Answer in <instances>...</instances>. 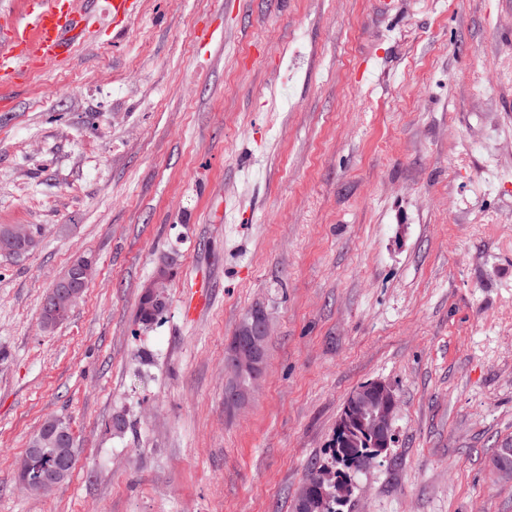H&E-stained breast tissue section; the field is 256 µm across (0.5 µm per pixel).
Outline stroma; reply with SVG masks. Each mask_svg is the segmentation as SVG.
<instances>
[{"label": "stroma", "instance_id": "1", "mask_svg": "<svg viewBox=\"0 0 512 512\" xmlns=\"http://www.w3.org/2000/svg\"><path fill=\"white\" fill-rule=\"evenodd\" d=\"M378 2L139 0L8 90L0 226L40 236L0 253V512H293L374 380L393 447L343 512H512V0ZM82 256V300L43 329ZM258 306L264 373L229 414L225 349ZM52 416L77 460L33 495L17 463ZM175 264L176 261L174 257L170 255H164L159 260L156 269L172 270V280L175 275ZM171 280L169 279V275L166 271H155L153 277L146 284V288L143 291L146 298L158 306H156L154 311L149 312L145 306L144 295L142 291L136 312V321L138 324L147 327L150 325L158 324L165 319L167 313V301H165L163 306H160L159 304L165 298L166 288L169 284V281ZM93 270V260L82 258L76 262L69 276L56 282L49 293L41 319L45 328H52L58 323L65 303L73 304L80 299L83 288L92 277Z\"/></svg>", "mask_w": 512, "mask_h": 512}]
</instances>
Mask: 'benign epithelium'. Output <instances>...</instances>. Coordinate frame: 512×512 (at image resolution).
I'll return each instance as SVG.
<instances>
[{"instance_id":"7a95c632","label":"benign epithelium","mask_w":512,"mask_h":512,"mask_svg":"<svg viewBox=\"0 0 512 512\" xmlns=\"http://www.w3.org/2000/svg\"><path fill=\"white\" fill-rule=\"evenodd\" d=\"M93 270V260L82 258L76 262L69 276L56 282L45 303L42 316L44 327H54L63 314V305L73 304L80 299ZM168 284V273L157 271L146 284L144 295L150 302L158 305L166 296ZM268 336V316L263 308L256 307L227 344L224 359L228 375L224 386L226 410H235L252 395L256 382L264 371ZM397 404L396 395L388 385L381 381H371L358 386L349 395L345 409L374 440L388 443L392 438V422ZM49 434L54 436V444L57 446V461L52 469L43 470L39 466L42 449L38 447L28 449L18 463L19 483L32 494H44L60 486L66 481L74 465L75 453L71 447L65 445L66 433L43 426L40 435ZM317 491L344 502L351 496L353 484L335 479L333 469L325 466L316 473L315 483L301 486L297 494L299 508L304 512H312Z\"/></svg>"}]
</instances>
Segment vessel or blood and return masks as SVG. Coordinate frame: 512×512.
I'll use <instances>...</instances> for the list:
<instances>
[{"label":"vessel or blood","instance_id":"vessel-or-blood-1","mask_svg":"<svg viewBox=\"0 0 512 512\" xmlns=\"http://www.w3.org/2000/svg\"><path fill=\"white\" fill-rule=\"evenodd\" d=\"M90 0H25L12 26L0 36V88L27 79L47 64L64 59L82 39L84 7ZM114 29H122L135 0H102Z\"/></svg>","mask_w":512,"mask_h":512}]
</instances>
